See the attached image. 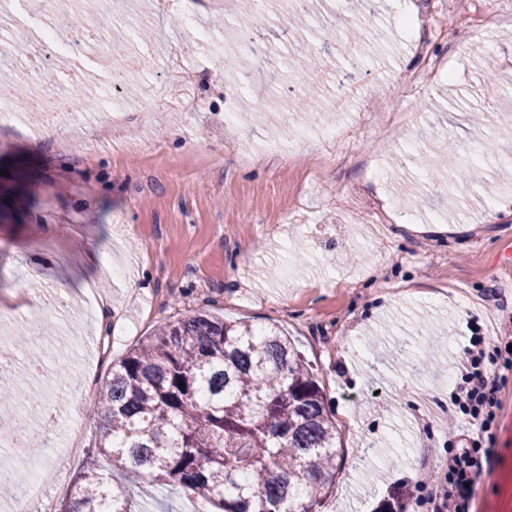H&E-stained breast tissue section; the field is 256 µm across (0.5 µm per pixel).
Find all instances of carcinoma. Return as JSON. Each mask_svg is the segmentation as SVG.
I'll return each mask as SVG.
<instances>
[{"mask_svg": "<svg viewBox=\"0 0 512 512\" xmlns=\"http://www.w3.org/2000/svg\"><path fill=\"white\" fill-rule=\"evenodd\" d=\"M0 401L16 373L0 367ZM310 364L274 330L180 313L97 390L95 451L60 512H131L110 491L108 457L137 477L178 484L220 512H318L338 465L336 423Z\"/></svg>", "mask_w": 512, "mask_h": 512, "instance_id": "1", "label": "carcinoma"}]
</instances>
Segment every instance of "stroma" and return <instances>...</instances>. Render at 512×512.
Here are the masks:
<instances>
[{
  "label": "stroma",
  "mask_w": 512,
  "mask_h": 512,
  "mask_svg": "<svg viewBox=\"0 0 512 512\" xmlns=\"http://www.w3.org/2000/svg\"><path fill=\"white\" fill-rule=\"evenodd\" d=\"M250 0H223L196 16L200 42L179 25L180 0L144 12L109 0L122 26L148 42L189 45L187 63L211 75L190 89L158 81L163 63L142 68L114 92L127 120L97 140L95 101L114 91L115 72L85 69L93 106L47 118L38 88L16 77L18 119L0 123V170L26 159L25 200L0 224V344L11 347L32 416L38 453L18 455L0 430V512L22 494L18 470L36 476L51 508L59 473L75 479L83 456L69 452L81 426L82 392L113 360L170 317L199 284L226 321L275 328L318 370L343 448L336 485L319 512H413L397 489L448 456L452 381L477 320L485 335L512 339V17L503 0H323L333 38L314 52L323 77L270 76L224 44ZM364 29L372 57L353 76L343 35ZM274 52L308 51L276 4L263 23ZM252 74L243 85L228 60ZM65 128L66 146L52 129ZM476 152L467 182L441 157L445 140ZM415 163L400 165L405 152ZM96 263L85 259L86 249ZM97 282L105 308L89 310ZM42 301L27 309V294ZM55 325L43 336L32 313ZM69 365L60 379L58 368ZM503 408L485 442L490 476L474 512H512V367L502 370ZM108 483L133 492L131 512H192L196 497L112 466Z\"/></svg>",
  "instance_id": "stroma-1"
}]
</instances>
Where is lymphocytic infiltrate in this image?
I'll use <instances>...</instances> for the list:
<instances>
[{"label":"lymphocytic infiltrate","instance_id":"obj_1","mask_svg":"<svg viewBox=\"0 0 512 512\" xmlns=\"http://www.w3.org/2000/svg\"><path fill=\"white\" fill-rule=\"evenodd\" d=\"M467 326L466 357L448 411V462L411 484L407 498L417 512H472V486L486 473L482 443L491 437L500 409L496 371L502 349L476 321Z\"/></svg>","mask_w":512,"mask_h":512}]
</instances>
